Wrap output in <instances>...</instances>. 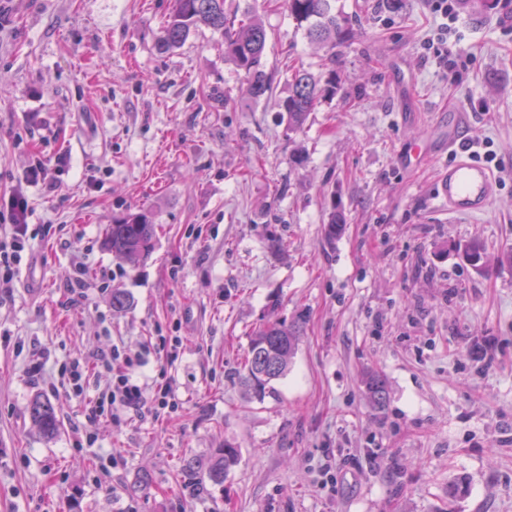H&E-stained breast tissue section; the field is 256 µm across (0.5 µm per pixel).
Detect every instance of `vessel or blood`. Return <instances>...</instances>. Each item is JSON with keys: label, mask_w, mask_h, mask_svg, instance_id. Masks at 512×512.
Masks as SVG:
<instances>
[{"label": "vessel or blood", "mask_w": 512, "mask_h": 512, "mask_svg": "<svg viewBox=\"0 0 512 512\" xmlns=\"http://www.w3.org/2000/svg\"><path fill=\"white\" fill-rule=\"evenodd\" d=\"M460 129L456 121L448 126V148L456 152L457 158L443 170L439 186L449 213L470 216L489 206L495 195L496 179L489 168L473 161L460 149Z\"/></svg>", "instance_id": "b4317fda"}]
</instances>
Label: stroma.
<instances>
[{
  "instance_id": "obj_1",
  "label": "stroma",
  "mask_w": 512,
  "mask_h": 512,
  "mask_svg": "<svg viewBox=\"0 0 512 512\" xmlns=\"http://www.w3.org/2000/svg\"><path fill=\"white\" fill-rule=\"evenodd\" d=\"M335 5L352 30L338 88L293 133L209 29L162 48L173 0H0V197L23 189L33 245L0 292V512H512V0H459L452 70L426 47L447 23L435 0ZM225 7L264 24L275 98L289 67L331 71L281 0ZM460 111L497 178L472 218L438 194ZM420 138L438 158L407 167ZM44 160L53 193L24 181ZM140 209L156 238L133 266L103 239ZM274 319L299 321V349L252 400L237 373ZM115 345L144 354L140 382L170 381L176 413L87 423L112 376L79 395L60 368ZM38 394L62 423L51 439ZM228 440L223 484L186 472ZM29 413L31 420L45 435L54 436L60 431L61 421L49 399L42 396L34 397Z\"/></svg>"
}]
</instances>
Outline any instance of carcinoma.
Segmentation results:
<instances>
[{
	"instance_id": "carcinoma-1",
	"label": "carcinoma",
	"mask_w": 512,
	"mask_h": 512,
	"mask_svg": "<svg viewBox=\"0 0 512 512\" xmlns=\"http://www.w3.org/2000/svg\"><path fill=\"white\" fill-rule=\"evenodd\" d=\"M225 0H174V6L160 37L165 49L181 47L199 27L205 26L224 38V54L243 71L249 83L250 96L254 101L269 98L273 93L272 79L265 72L264 56L268 35L256 16L229 13ZM288 15L297 26L307 24V37L318 43L326 52L327 60L336 64V48L344 44L348 29L336 15L335 0H284ZM288 96L277 100L276 105L288 115V130L302 128L309 112L313 111L322 97L336 90V71L330 70L326 80L314 77L301 68L292 69ZM344 217L331 212L325 225V237L336 239L343 230ZM155 224L147 210L128 213L108 225L104 244L115 257L136 264L148 257L154 248ZM301 338L298 322L276 321L263 326L250 337L244 355L239 383L251 398L263 400L273 389L272 383L288 374ZM365 392L370 401L378 406L386 402V382L378 374L371 373L365 380ZM30 418L47 436L56 435L61 429L51 401L36 396L30 404ZM239 449L229 441L216 448L205 460H190L186 468L214 484L224 479L237 465Z\"/></svg>"
}]
</instances>
